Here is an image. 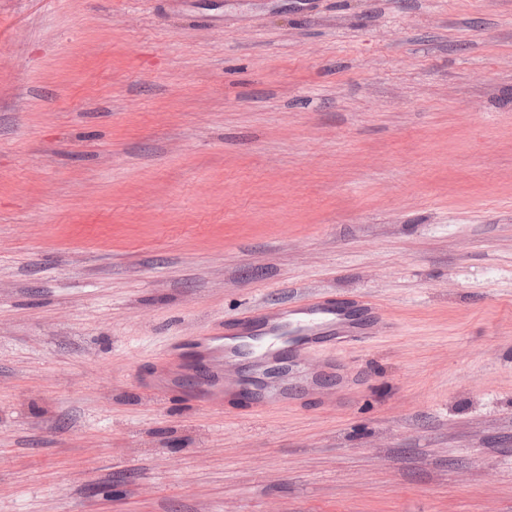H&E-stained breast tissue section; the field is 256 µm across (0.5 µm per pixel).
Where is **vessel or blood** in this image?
<instances>
[{
    "instance_id": "obj_1",
    "label": "vessel or blood",
    "mask_w": 512,
    "mask_h": 512,
    "mask_svg": "<svg viewBox=\"0 0 512 512\" xmlns=\"http://www.w3.org/2000/svg\"><path fill=\"white\" fill-rule=\"evenodd\" d=\"M371 321L381 330L389 326L370 303L306 297L272 311H248L212 335L182 339L174 350L189 365L208 369V377L192 390L200 399L211 397L225 367L241 370L242 379L233 380L229 389L240 409L255 415L269 405L294 401L300 388L316 387L314 373L302 367L303 356L324 344L362 341Z\"/></svg>"
}]
</instances>
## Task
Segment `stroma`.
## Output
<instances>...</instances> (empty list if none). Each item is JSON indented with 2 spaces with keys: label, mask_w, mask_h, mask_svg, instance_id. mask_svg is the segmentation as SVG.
Segmentation results:
<instances>
[{
  "label": "stroma",
  "mask_w": 512,
  "mask_h": 512,
  "mask_svg": "<svg viewBox=\"0 0 512 512\" xmlns=\"http://www.w3.org/2000/svg\"><path fill=\"white\" fill-rule=\"evenodd\" d=\"M326 293L351 383L161 392ZM0 512H512V0H0Z\"/></svg>",
  "instance_id": "stroma-1"
}]
</instances>
